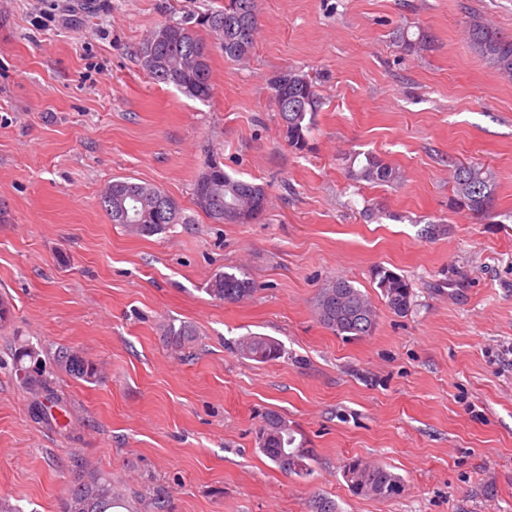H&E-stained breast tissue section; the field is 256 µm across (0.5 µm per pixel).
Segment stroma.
Instances as JSON below:
<instances>
[{
    "instance_id": "1",
    "label": "stroma",
    "mask_w": 512,
    "mask_h": 512,
    "mask_svg": "<svg viewBox=\"0 0 512 512\" xmlns=\"http://www.w3.org/2000/svg\"><path fill=\"white\" fill-rule=\"evenodd\" d=\"M213 0H0V359L72 347L95 382L50 372L55 422L30 413L0 368V497L59 512L73 458L109 474L121 512H512V83L469 44L468 12L512 34V0H257L243 62L211 51L208 102L153 83L136 52L168 20ZM425 37L424 49L408 40ZM307 73L323 106L305 151L281 132L270 78ZM399 170L352 181L351 159ZM266 188L247 224L213 222L193 184L208 162ZM496 176L492 218L453 199L460 164ZM162 188L186 221L153 236L112 223L116 178ZM412 290L390 309L375 274ZM243 272L252 297L208 292ZM337 278L367 292L372 335L344 340L315 313ZM185 323L193 345L164 325ZM280 358L240 357V337ZM286 418L310 476L259 449L265 413ZM387 466L399 495L352 494L343 466ZM241 356L258 363H267L281 356L282 346L275 340L261 335L243 336L237 343Z\"/></svg>"
}]
</instances>
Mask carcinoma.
I'll list each match as a JSON object with an SVG mask.
<instances>
[{"instance_id":"obj_1","label":"carcinoma","mask_w":512,"mask_h":512,"mask_svg":"<svg viewBox=\"0 0 512 512\" xmlns=\"http://www.w3.org/2000/svg\"><path fill=\"white\" fill-rule=\"evenodd\" d=\"M252 30L258 29L257 0H224L221 8L185 17L181 24L189 30L187 38H173L163 43L157 53L168 65L156 69L146 63L145 45H140L138 56L142 68L157 83L172 85L185 95L206 101L211 96L212 84L199 83L195 58L197 52L209 47L200 36L205 29L216 35L224 57L239 61L250 53L255 35H239L238 17ZM472 48L505 80L512 82V37L493 28L483 18L472 15L466 25ZM274 102L288 99V145L302 151L308 145L315 115L320 109V97L311 78L299 71L290 70L276 75L269 82ZM210 178L200 174L194 186V196L204 190L232 205V209L216 212L206 207L201 210L216 223L239 222L237 213L254 208L256 200L269 202L267 191L259 184L235 179L223 167L213 169ZM355 181L392 185L399 182V174L374 156L366 157V164L349 170ZM496 177L479 164H461L453 176L454 200L472 214L485 217L494 208L496 200ZM100 204L114 224H123L129 230L142 235H154L170 224L184 223L182 210L174 198L162 189L148 184L115 179L100 195ZM377 288L389 308L404 313L411 306L412 292L408 281L387 269L377 272ZM208 292L224 302H239L250 297L254 288L249 279L235 273L217 275ZM319 321L335 335L346 340L369 336L376 326V308L368 296L348 280L337 278L319 290L316 300ZM164 334L178 348L194 343L196 332L186 325L170 323ZM241 356L258 363L275 360L282 354V346L275 340L261 335L244 336L237 343ZM53 363L68 375L85 381L100 379L98 365L85 359L74 348H61L52 356ZM15 372H23V387L31 395V413L37 420L50 418L49 404L54 402V391L46 373V365L40 354L28 344H21L13 354ZM259 449L280 470L305 477L311 473V462L315 452L299 440L279 413L266 414L264 425L257 435ZM344 475L353 494L364 497L390 498L398 494L402 481L384 465H373L359 459H351L344 465ZM122 495L112 484V478L74 462L70 474V490L61 503V512H112L120 506Z\"/></svg>"}]
</instances>
